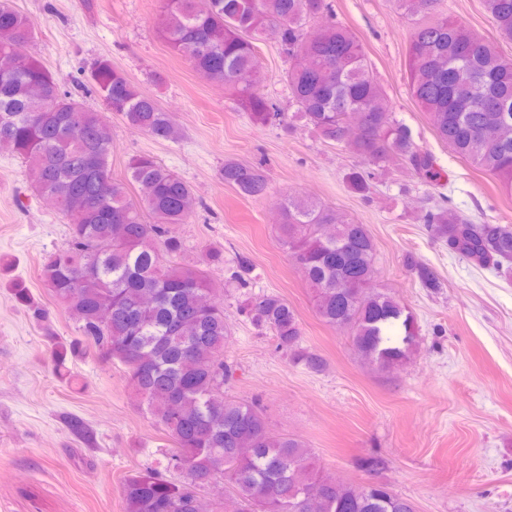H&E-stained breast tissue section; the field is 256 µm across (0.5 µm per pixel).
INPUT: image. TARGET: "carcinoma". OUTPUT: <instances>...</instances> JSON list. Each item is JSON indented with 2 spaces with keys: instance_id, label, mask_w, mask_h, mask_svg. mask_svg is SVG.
I'll use <instances>...</instances> for the list:
<instances>
[{
  "instance_id": "carcinoma-1",
  "label": "carcinoma",
  "mask_w": 512,
  "mask_h": 512,
  "mask_svg": "<svg viewBox=\"0 0 512 512\" xmlns=\"http://www.w3.org/2000/svg\"><path fill=\"white\" fill-rule=\"evenodd\" d=\"M162 2L163 39L208 79L236 93L259 125L280 119L281 112L262 91L254 40L270 21H282L280 43L290 59L285 80L298 117L324 141L339 144L348 138L349 114H360L352 146L363 165L346 175L353 192L369 190L391 153L422 184H438L434 157L392 118L357 37L331 18L309 36L308 23L329 12L325 0ZM397 4L412 27L406 50L412 99L454 154L512 194V58L438 12L439 0ZM484 6L500 35L512 39V0H484ZM35 36L34 21L10 0H0V148L23 159L32 186L54 196L71 226L66 246L41 270L78 333L56 347L55 367L91 347L103 359L121 362L129 384L173 442L164 468L125 480V512H306L305 498L312 493L320 497L322 512H415L411 500L385 484L367 483L360 492L336 482L299 439L269 430L259 404L226 396L224 386L235 373L224 360L231 329L209 273L221 254L210 252L199 264L171 263L184 250L171 226L189 224L196 215L192 187L144 155L130 159L125 178L112 177L111 130L99 113L61 90L39 58L27 55L7 64L15 45ZM36 85L44 97L30 95ZM84 87L132 127L159 140L176 137L170 114L111 59L93 63ZM222 177L248 197L268 192L264 171L253 166L226 162ZM133 188L139 196L131 194ZM281 213L282 241L312 292L317 316L349 329L357 354L381 370L409 360L419 345L414 318L394 296L372 287L376 246L365 225L299 194L282 198ZM420 220L478 266L512 261L511 224H476L448 208L443 195ZM320 224L338 225L337 236L323 238ZM11 294L35 318L42 316L23 282H14ZM143 295L153 296V305L140 307ZM243 310L293 360L313 372L323 369L324 359L301 346L298 315L286 299L251 297ZM176 461L186 474L180 482L167 476ZM213 478L231 488L222 507L199 497Z\"/></svg>"
}]
</instances>
